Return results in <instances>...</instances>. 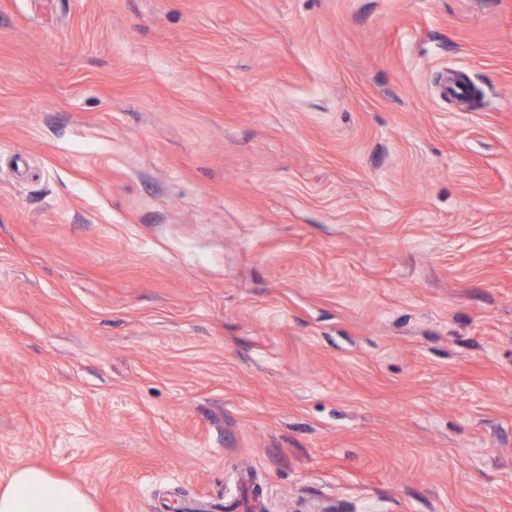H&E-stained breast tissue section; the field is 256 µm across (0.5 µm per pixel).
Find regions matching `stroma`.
I'll return each mask as SVG.
<instances>
[{
    "mask_svg": "<svg viewBox=\"0 0 512 512\" xmlns=\"http://www.w3.org/2000/svg\"><path fill=\"white\" fill-rule=\"evenodd\" d=\"M27 465L100 512H512V0H0Z\"/></svg>",
    "mask_w": 512,
    "mask_h": 512,
    "instance_id": "1",
    "label": "stroma"
}]
</instances>
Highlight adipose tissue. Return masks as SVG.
<instances>
[{"label": "adipose tissue", "instance_id": "ef3b65f1", "mask_svg": "<svg viewBox=\"0 0 512 512\" xmlns=\"http://www.w3.org/2000/svg\"><path fill=\"white\" fill-rule=\"evenodd\" d=\"M0 512H98V505L77 480L26 466L0 477Z\"/></svg>", "mask_w": 512, "mask_h": 512}]
</instances>
